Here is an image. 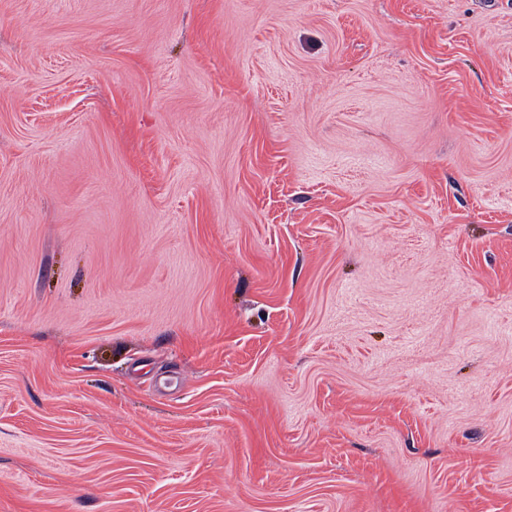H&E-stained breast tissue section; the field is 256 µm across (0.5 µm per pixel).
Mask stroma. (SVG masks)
Masks as SVG:
<instances>
[{
	"label": "stroma",
	"instance_id": "1",
	"mask_svg": "<svg viewBox=\"0 0 512 512\" xmlns=\"http://www.w3.org/2000/svg\"><path fill=\"white\" fill-rule=\"evenodd\" d=\"M0 512H512V0H0Z\"/></svg>",
	"mask_w": 512,
	"mask_h": 512
}]
</instances>
